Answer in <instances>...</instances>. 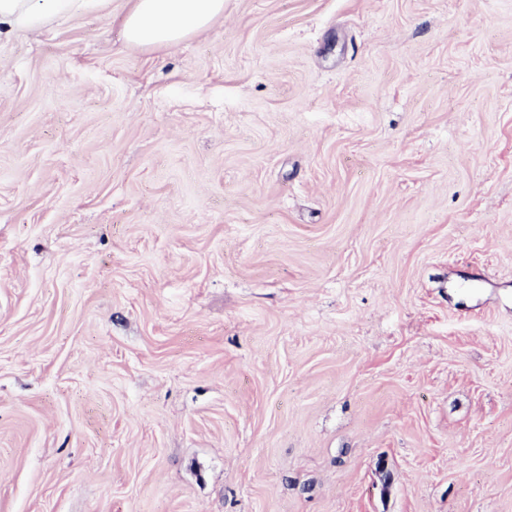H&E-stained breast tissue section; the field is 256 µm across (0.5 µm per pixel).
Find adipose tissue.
Segmentation results:
<instances>
[{
  "instance_id": "ef3b65f1",
  "label": "adipose tissue",
  "mask_w": 512,
  "mask_h": 512,
  "mask_svg": "<svg viewBox=\"0 0 512 512\" xmlns=\"http://www.w3.org/2000/svg\"><path fill=\"white\" fill-rule=\"evenodd\" d=\"M123 19L125 39L136 46H169L206 31L224 14V0H131ZM88 0H0V38L36 32L55 16L73 14Z\"/></svg>"
}]
</instances>
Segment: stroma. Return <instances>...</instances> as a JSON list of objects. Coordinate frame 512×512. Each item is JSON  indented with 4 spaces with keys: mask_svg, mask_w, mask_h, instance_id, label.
<instances>
[{
    "mask_svg": "<svg viewBox=\"0 0 512 512\" xmlns=\"http://www.w3.org/2000/svg\"><path fill=\"white\" fill-rule=\"evenodd\" d=\"M129 7L0 41V512H512V0ZM125 39L136 46H169L206 31L224 15V0H130Z\"/></svg>",
    "mask_w": 512,
    "mask_h": 512,
    "instance_id": "stroma-1",
    "label": "stroma"
}]
</instances>
